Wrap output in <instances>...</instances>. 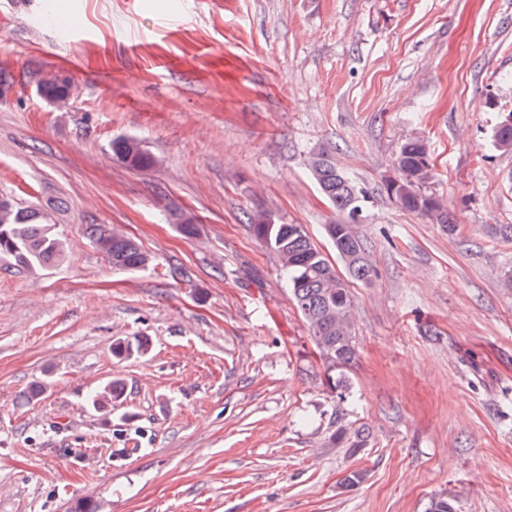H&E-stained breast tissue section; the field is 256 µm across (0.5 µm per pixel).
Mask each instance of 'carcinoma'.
<instances>
[{"instance_id": "cac0c4a2", "label": "carcinoma", "mask_w": 512, "mask_h": 512, "mask_svg": "<svg viewBox=\"0 0 512 512\" xmlns=\"http://www.w3.org/2000/svg\"><path fill=\"white\" fill-rule=\"evenodd\" d=\"M40 93L57 108L68 104L71 86L61 84L54 76L43 80ZM496 148L512 151V113H508L493 131ZM114 158L135 170L155 166V159L133 138L112 142ZM308 170L326 199L343 214V219L326 225L327 236L348 272L340 276L334 265L324 257L300 224H280L268 212L247 216L255 238L279 257L288 273L292 300L309 325L314 346L327 371L349 364L355 356L354 329L350 310V280L369 281L374 269L364 258L362 242L354 232L359 222L362 205L370 199L369 192L353 182L336 164L327 150L310 155ZM397 175L384 181L383 190L401 209L450 223L439 198L426 192L425 185L432 178L433 167L427 144L420 139L401 144L394 160ZM177 231L187 239L197 235L198 225L192 214L182 212L175 217ZM87 233L98 249L118 270H137L148 266L150 255L133 239L101 224H91ZM66 255L64 242L56 236L49 215L41 209L22 207L13 200L0 198V262L20 267L33 273L60 263ZM149 349L145 338L123 339L112 351L118 356L144 354ZM123 392V383L113 379L94 396L93 403L100 410L112 407V402ZM428 512H458L455 499L441 494L430 502Z\"/></svg>"}]
</instances>
